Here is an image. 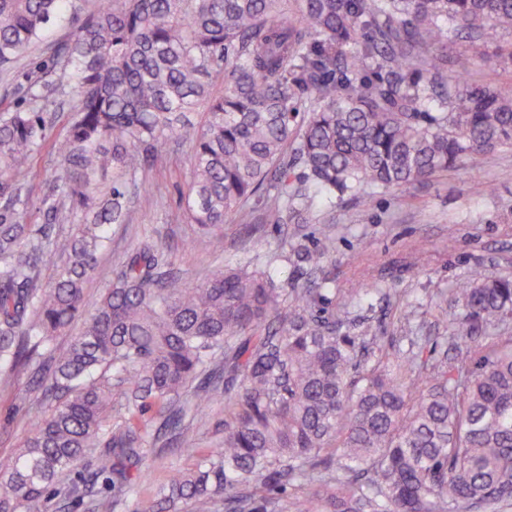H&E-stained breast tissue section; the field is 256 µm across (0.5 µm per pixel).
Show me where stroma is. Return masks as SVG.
<instances>
[{
  "label": "stroma",
  "mask_w": 512,
  "mask_h": 512,
  "mask_svg": "<svg viewBox=\"0 0 512 512\" xmlns=\"http://www.w3.org/2000/svg\"><path fill=\"white\" fill-rule=\"evenodd\" d=\"M98 0H70L45 30L32 53L9 75H0V113L27 101L29 89L45 95L44 115L53 134H63L71 99L63 88L69 80L55 51L69 42L76 21L92 14ZM448 54L471 58L470 80L512 88V63L498 57L496 44L472 54L469 43L450 38ZM36 175L25 187L32 210L29 221L43 224V200L56 179L57 165L40 156ZM189 144L170 143L146 169L151 203L132 205L128 223L108 229L111 248L104 264L117 266L144 243L162 247L173 271L188 286L227 265L257 263L280 285L296 276H327L336 290L337 308H349L355 333L374 334L389 353L420 347L424 358L437 362L455 354L461 330V308L452 294L471 272L512 278V148L461 160L448 171L407 186L370 190L368 197L337 195L334 203L314 202L302 224H257L244 214L224 220V233L212 242L197 240L182 197L192 179ZM336 238L334 252L313 269L297 262L296 252L313 248L323 236ZM39 393L29 376L0 384V460L14 457L41 414ZM148 455L131 463L135 490L114 512H138L155 483L171 473L190 469L196 453L178 447L173 433L161 430L146 440Z\"/></svg>",
  "instance_id": "35a3bbf8"
}]
</instances>
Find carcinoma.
<instances>
[{"instance_id":"cac0c4a2","label":"carcinoma","mask_w":512,"mask_h":512,"mask_svg":"<svg viewBox=\"0 0 512 512\" xmlns=\"http://www.w3.org/2000/svg\"><path fill=\"white\" fill-rule=\"evenodd\" d=\"M67 0H0V71L25 57ZM512 33V0H106L61 55L67 135L41 112L0 115V376L42 375L50 406L0 461V512L49 496L110 510L142 460L153 410L182 448L186 425L224 399V441L156 485L140 512H458L512 501V336L473 340L512 314V280L480 272L455 289L469 344L359 359L336 289L276 285L247 263L187 287L145 244L99 261L107 227L150 197L138 175L172 139L193 151L184 210L200 241L242 209L302 224L317 199L401 187L512 147V93L466 81L448 35ZM224 74V92L212 79ZM206 108L201 126L186 114ZM59 159L49 223L26 221L36 157ZM112 170V183L97 178ZM65 238L52 223L74 215ZM62 256L48 287L40 263ZM106 288L84 308L91 278ZM81 322L64 346L58 335ZM121 394L124 403L115 405ZM91 459L88 477H64ZM344 473L345 478L336 476ZM292 489L280 501L273 493Z\"/></svg>"}]
</instances>
